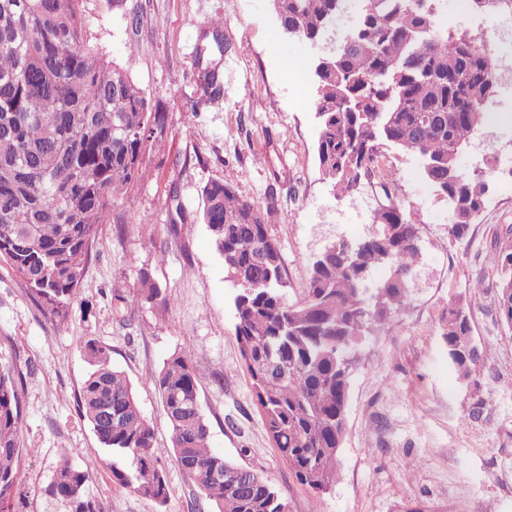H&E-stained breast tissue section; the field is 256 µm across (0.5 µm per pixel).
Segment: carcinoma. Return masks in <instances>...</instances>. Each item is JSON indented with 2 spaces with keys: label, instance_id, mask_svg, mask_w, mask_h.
<instances>
[{
  "label": "carcinoma",
  "instance_id": "cac0c4a2",
  "mask_svg": "<svg viewBox=\"0 0 512 512\" xmlns=\"http://www.w3.org/2000/svg\"><path fill=\"white\" fill-rule=\"evenodd\" d=\"M84 0H0V261L43 309L65 319L78 294L99 228L112 219V198L143 176L144 145L165 125L132 80L91 43ZM469 0L472 10L512 16V0ZM439 0H356L351 28L336 34V53L315 73V159L322 179L345 198L376 177L381 200L363 235L338 237L311 260L299 299H288L283 257L271 224L270 193L257 204L237 194L230 176L201 191L202 221L235 290L234 333L266 430L297 480L331 491L346 433L352 367L372 335H388L416 285L420 225L397 180L376 176L389 150L414 156L422 178L448 202L450 233L464 238L491 190L485 157L470 171L457 158L490 122L482 105L499 89L498 62L466 28L446 27ZM350 0H271L279 27L295 40L324 42ZM204 93L218 89V69L200 72ZM496 307L512 329V230L498 238ZM141 296L162 298L140 273ZM116 318L131 320L128 299L113 292ZM448 362L462 379L483 366L466 306L443 316ZM90 370L78 407L112 476L162 508L168 483L154 426L135 386L112 364L111 348L89 338ZM150 381L161 392L169 452L217 512H285L279 490L257 472L211 449L198 377L174 354ZM23 376L0 363V512H22L17 461L23 424ZM61 455L48 492L68 512H101L86 491L87 471ZM221 473L218 478L215 473Z\"/></svg>",
  "mask_w": 512,
  "mask_h": 512
}]
</instances>
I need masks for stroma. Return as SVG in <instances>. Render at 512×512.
<instances>
[{"label": "stroma", "instance_id": "stroma-1", "mask_svg": "<svg viewBox=\"0 0 512 512\" xmlns=\"http://www.w3.org/2000/svg\"><path fill=\"white\" fill-rule=\"evenodd\" d=\"M95 44L118 64L166 123L142 156L144 177L115 200L102 225L66 319L44 313L23 282L0 264V361L22 372L19 462L24 512H67L47 488L61 449L88 471L103 512H216L172 456L162 399L149 375L174 354L199 375V402L211 446L268 479L291 512H512V330L496 310V274L488 256L512 225V195L492 187L463 241L448 233L447 201L422 180L416 160L395 151L379 160L398 180L421 227L418 285L398 327L363 348L350 385L347 432L335 488L300 484L266 431L234 335L233 290L200 220L201 190L232 175L240 196L265 202L276 190L272 234L280 244L289 299L305 286L314 253L330 238L359 236L377 205L370 185L335 197L314 154L318 124L308 81L287 68L311 61L306 43L284 38L269 0H84ZM445 25L481 36L502 66H512V35L489 31L465 0H441ZM224 22L228 52L208 23ZM215 61L221 87H198L199 59ZM184 223L178 237L169 228ZM167 242L159 251L158 242ZM165 302L140 295V272ZM484 287L474 290L476 279ZM132 303L119 324L113 292ZM463 303L484 365L459 379L441 339V318ZM96 339L136 385L151 419L169 484L164 508L121 486L112 457L81 416L77 397L88 370L83 344Z\"/></svg>", "mask_w": 512, "mask_h": 512}]
</instances>
